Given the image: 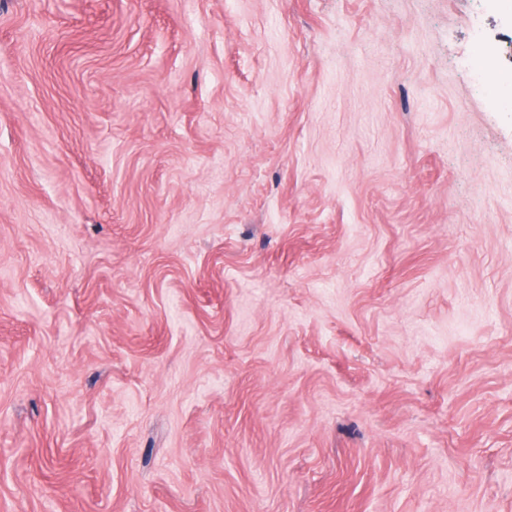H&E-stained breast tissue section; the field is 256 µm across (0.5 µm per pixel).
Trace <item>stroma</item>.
Returning <instances> with one entry per match:
<instances>
[{"label": "stroma", "mask_w": 512, "mask_h": 512, "mask_svg": "<svg viewBox=\"0 0 512 512\" xmlns=\"http://www.w3.org/2000/svg\"><path fill=\"white\" fill-rule=\"evenodd\" d=\"M0 512H512L499 0H0Z\"/></svg>", "instance_id": "1"}]
</instances>
